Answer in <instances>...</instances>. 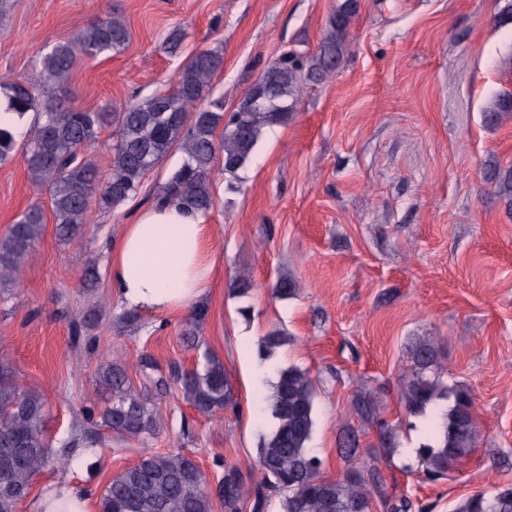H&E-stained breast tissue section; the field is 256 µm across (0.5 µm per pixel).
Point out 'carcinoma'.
I'll return each instance as SVG.
<instances>
[{
    "instance_id": "obj_1",
    "label": "carcinoma",
    "mask_w": 512,
    "mask_h": 512,
    "mask_svg": "<svg viewBox=\"0 0 512 512\" xmlns=\"http://www.w3.org/2000/svg\"><path fill=\"white\" fill-rule=\"evenodd\" d=\"M358 0H342L326 20L325 34L316 54L307 62L284 54L269 67L224 117V102L210 98V79L223 58L204 49L180 66L172 88L144 98H135L121 112L82 110L67 106L65 90L77 55L99 57L125 48L130 33L117 17L88 25L71 39L57 42L41 56L32 78L0 84L6 107L0 114V161L12 157L18 124L29 113L39 115L27 135L23 161L31 182L45 188L56 232L63 242L81 237L90 213L107 211L137 193L145 175L174 148L185 160L161 187L158 199L175 202L190 210L207 212L214 205L210 174L217 161L232 178L251 161L263 130L288 121L290 96L300 77L318 82L333 74L345 53L349 29L358 12ZM512 114V94L504 95L490 109L498 120ZM112 127V165L99 172L89 158L97 130ZM223 127L224 136L216 138ZM490 179L512 201V168L495 169ZM44 213L33 205L24 211L0 238V287L18 278L22 266L39 241ZM297 281L281 277L276 295L297 294ZM207 308L196 305L184 335L196 337ZM285 337L273 329L261 340L263 358L273 356ZM433 346L423 341L412 353V367L402 395L406 410L423 414L439 400L453 398L452 405L437 419L436 445L420 448L425 475L438 478L474 448L478 423L471 394L442 386L427 371L434 366ZM128 363L103 359L95 392L104 401L100 411L88 410L87 420L120 438L140 439L156 434L158 419L136 391L127 374ZM135 367L161 393L166 381L154 378V364L146 356ZM183 398L198 412L214 415L232 402L231 386L224 364L206 352L199 367L181 375ZM314 384L296 367L281 368L268 399L275 426L259 448L251 473L257 482L246 484L237 474L218 481L217 494L227 512H238L241 503L254 499L261 512L267 499L262 489L282 493L280 512H371L372 493L361 473L351 469L342 479L319 473V461L310 456L307 444L313 427ZM41 394L21 388L11 365L0 360V512H15L30 493L34 477L50 463L46 414ZM212 494L196 460L180 451L164 455L151 452L116 474L99 496V512H212ZM453 512H512V483L494 493L478 491L455 505Z\"/></svg>"
}]
</instances>
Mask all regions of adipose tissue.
I'll return each mask as SVG.
<instances>
[{
    "label": "adipose tissue",
    "instance_id": "adipose-tissue-1",
    "mask_svg": "<svg viewBox=\"0 0 512 512\" xmlns=\"http://www.w3.org/2000/svg\"><path fill=\"white\" fill-rule=\"evenodd\" d=\"M213 271L201 213L161 202L127 225L110 265L112 289L126 309L177 311L206 291ZM58 497L38 498L32 512H96L87 489L62 483Z\"/></svg>",
    "mask_w": 512,
    "mask_h": 512
}]
</instances>
